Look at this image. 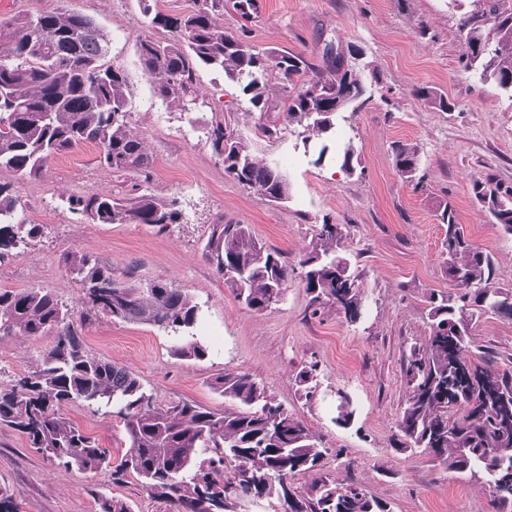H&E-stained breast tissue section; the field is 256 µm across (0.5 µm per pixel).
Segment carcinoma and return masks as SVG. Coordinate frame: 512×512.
Here are the masks:
<instances>
[{
  "mask_svg": "<svg viewBox=\"0 0 512 512\" xmlns=\"http://www.w3.org/2000/svg\"><path fill=\"white\" fill-rule=\"evenodd\" d=\"M470 4L458 24L461 62L512 94V0ZM223 12L224 0H195L193 11L164 19L176 38L138 41L143 74L161 105L181 112L196 106L202 68L242 84L256 108L267 104L275 81L286 93L283 119L303 129L314 164L329 160L356 173L353 142L331 145L336 117L364 95L348 58L324 54L315 64L301 53L260 51L224 29ZM109 43L94 19L66 9L0 23V170L37 178L52 158L86 144L99 148L100 164L112 171L151 165L143 139L127 121L129 77L105 62ZM415 95L441 112L453 108L434 88H418ZM207 140L222 157L226 176L270 203L288 201L285 176L257 158L226 117L210 121ZM392 151L397 173L419 187V144L397 141ZM472 193L491 222L512 235V186L487 174L472 181ZM17 203L14 183L0 181V260L40 231L37 224L13 222ZM69 205L89 224H149L165 232L181 219L177 199L150 193L124 199L101 191ZM439 220L447 226L441 247L451 288L430 292L427 333L402 351L404 397L394 449L483 476L494 512H512V371L489 368L490 357L472 333L485 315L512 320V288L496 281L492 256L465 237L450 203ZM345 239L341 225H319L300 261L301 280L311 305L334 306L353 323L363 315V297ZM205 257L219 274L231 271L224 287L257 312L280 301L290 277L282 253L266 248L248 224L213 225ZM62 263L82 286L80 320L103 315L148 324L171 337L178 358L207 356L192 333L200 309L190 294L129 272L118 277L88 253L68 251ZM74 315L44 289H0V337H53L34 371L11 387L0 386V424L24 434L57 466L92 473L112 465L108 451L61 412L82 402L122 420L129 446L112 465L113 478L135 477L164 512H237L243 501L273 496L283 512H391L352 479L322 472L327 449L251 375L227 371L215 377L213 387L230 408L159 404L135 373L87 352ZM317 367L306 363L295 376L307 401L316 396ZM336 395L335 422L348 427L355 417L352 402L345 393ZM200 448L212 449L215 457L197 461ZM300 477L310 478L304 488L295 486ZM96 503V512H131L118 498L101 496Z\"/></svg>",
  "mask_w": 512,
  "mask_h": 512,
  "instance_id": "carcinoma-1",
  "label": "carcinoma"
}]
</instances>
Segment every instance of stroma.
I'll use <instances>...</instances> for the list:
<instances>
[{"mask_svg":"<svg viewBox=\"0 0 512 512\" xmlns=\"http://www.w3.org/2000/svg\"><path fill=\"white\" fill-rule=\"evenodd\" d=\"M59 7L93 18L108 32L106 60L130 78L128 120L152 164L111 172L100 166L98 148L87 144L57 155L38 178L17 183L14 221L39 225L40 234L0 262V289L41 288L79 307L81 286L60 263L66 251L93 254L119 273L172 283L200 308L195 333L207 357L177 358L170 337L158 328L102 316L80 327L87 350L137 374L162 404L189 400L223 408L212 379L227 370L250 374L328 448L325 472L350 476L393 512H492L484 480L392 447L403 394L402 345L425 336L427 297L449 285L440 203L455 207L465 236L492 255L501 286L512 287V236L489 223L471 187L488 173L512 185V96L461 67V10L454 0H260L247 20L225 6V29L245 33L257 49L301 52L317 62L327 43L343 47L369 95L363 107L348 108L336 120L337 134L361 152L362 170L353 175L332 163L314 164L299 127L283 119L278 85H270V108L262 112L223 73L203 69L196 112L156 105L136 44L171 33L153 24L139 0H0V20ZM419 86L447 94L452 111L414 96ZM218 113L231 118L258 158L287 175L286 204L271 205L225 176L224 162L206 138V125ZM265 126L278 127L279 135L265 137ZM405 140L421 147L424 179L418 188L393 167L392 144ZM100 190L176 197L182 218L161 233L145 224H88L69 210L70 197ZM228 221L251 225L292 268L274 309L255 312L241 305L206 260L213 225ZM325 222L342 225L356 261L365 311L355 323L333 308L312 310L297 271L316 226ZM474 333L496 367L512 361V321L489 315ZM50 344L47 337L0 340V386L29 375ZM310 361L319 364L320 387L306 403L296 394L295 375ZM340 390L356 411L348 428L334 421ZM64 412L120 460L129 441L119 418L84 403ZM0 490L11 495L17 512H95L99 494L124 500L132 512H161L135 477L116 483L108 468L59 469L25 435L4 425Z\"/></svg>","mask_w":512,"mask_h":512,"instance_id":"stroma-1","label":"stroma"}]
</instances>
